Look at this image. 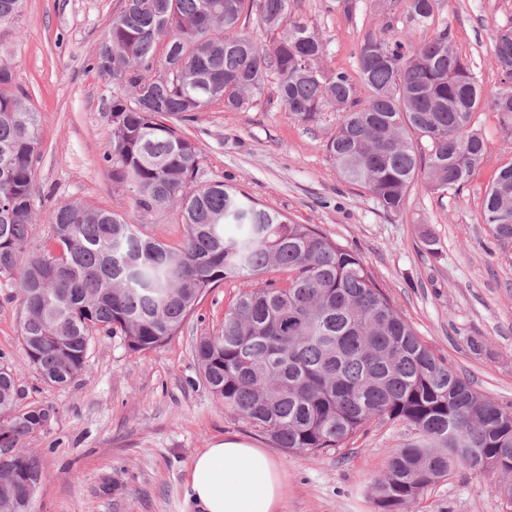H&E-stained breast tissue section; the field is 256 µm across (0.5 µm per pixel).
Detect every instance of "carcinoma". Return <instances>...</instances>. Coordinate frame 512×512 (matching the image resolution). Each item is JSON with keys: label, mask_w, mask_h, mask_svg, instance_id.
Returning <instances> with one entry per match:
<instances>
[{"label": "carcinoma", "mask_w": 512, "mask_h": 512, "mask_svg": "<svg viewBox=\"0 0 512 512\" xmlns=\"http://www.w3.org/2000/svg\"><path fill=\"white\" fill-rule=\"evenodd\" d=\"M23 3L0 0V25ZM436 7L404 0L416 28L432 24ZM254 12L263 44L243 31ZM107 34L95 67L126 77L110 103L112 180L140 210L176 209L183 240L172 248L127 214L63 200L41 252L31 253L39 119L12 92L13 68L0 58V276L19 290L21 343L39 380L71 384L99 333L122 337L132 353L164 346L202 295L238 280L221 331L194 346L201 381L224 412L278 448L310 454L346 447L374 421L408 428L412 440L388 452L372 486L383 512H404L458 466L484 472L494 458L511 504L512 411L422 342L360 257L233 186L198 183V148L166 119L216 102L245 112L270 86L303 124L331 109L329 160L399 212L416 184L456 193L468 183L486 150L472 123L482 103L512 137V27L495 39L501 80L491 89L446 27L422 41L370 30L355 54L358 79L328 69L323 39L292 15V0H122ZM480 219L512 243V166L498 169ZM20 399L18 372L1 360L0 439L16 455L0 463L10 472L0 478V512H33L27 487L45 478L28 442L55 411Z\"/></svg>", "instance_id": "obj_1"}]
</instances>
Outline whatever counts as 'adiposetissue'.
<instances>
[{"mask_svg": "<svg viewBox=\"0 0 512 512\" xmlns=\"http://www.w3.org/2000/svg\"><path fill=\"white\" fill-rule=\"evenodd\" d=\"M285 486L272 454L235 437L199 449L186 467L188 512H283Z\"/></svg>", "mask_w": 512, "mask_h": 512, "instance_id": "ef3b65f1", "label": "adipose tissue"}]
</instances>
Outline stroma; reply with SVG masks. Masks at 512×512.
<instances>
[{
	"label": "stroma",
	"instance_id": "1",
	"mask_svg": "<svg viewBox=\"0 0 512 512\" xmlns=\"http://www.w3.org/2000/svg\"><path fill=\"white\" fill-rule=\"evenodd\" d=\"M358 0L346 17L338 0H296L327 49L326 64L354 71L367 30L427 38L402 9L375 13ZM121 0H25L0 26L15 83L40 118V155L32 207V245L41 248L55 205L77 199L134 215L149 235L179 246L176 210H136L128 188L113 182L110 100L113 85L94 65ZM435 27H448L454 50L471 60L485 87L501 76L492 57L498 28L512 25V0H438ZM486 152L460 193L413 188L401 212L389 213L366 189L344 181L326 157L336 130L326 112L302 124L276 104L246 112L216 103L180 123L195 143L201 180L223 181L295 223L312 224L358 255L438 356L473 388L512 410V244H500L480 214L487 186L512 160V138L489 108L474 115ZM240 286L228 280L203 295L182 332L153 351L130 353L122 337L101 336L82 376L50 388L27 365L20 345L19 299L0 283V352L16 365L24 400L52 407L56 420L31 445L47 476L34 512H185L190 457L218 438L256 447L269 440L225 413L200 380L193 344L218 332ZM411 439L403 428L372 424L347 447L316 455L273 450L286 476V512H381L372 484L390 449ZM500 478L458 467L408 512H506Z\"/></svg>",
	"mask_w": 512,
	"mask_h": 512
}]
</instances>
